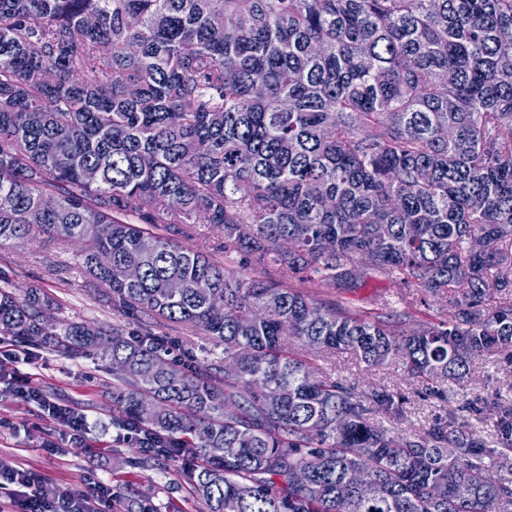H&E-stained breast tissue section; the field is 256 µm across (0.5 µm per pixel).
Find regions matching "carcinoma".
I'll use <instances>...</instances> for the list:
<instances>
[{
    "label": "carcinoma",
    "instance_id": "obj_1",
    "mask_svg": "<svg viewBox=\"0 0 512 512\" xmlns=\"http://www.w3.org/2000/svg\"><path fill=\"white\" fill-rule=\"evenodd\" d=\"M201 223L224 242L178 240ZM36 235L84 239L140 321L47 324L57 299L0 287V336L126 364L112 424L134 464L187 462L207 512L512 508L486 464L512 453V409L497 448L453 416L401 438L369 415L402 395L310 359H397L443 395L512 350V0H0V245ZM380 277L453 317L352 305ZM144 318L199 329L224 364L169 358Z\"/></svg>",
    "mask_w": 512,
    "mask_h": 512
}]
</instances>
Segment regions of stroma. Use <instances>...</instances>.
Masks as SVG:
<instances>
[{"instance_id":"stroma-1","label":"stroma","mask_w":512,"mask_h":512,"mask_svg":"<svg viewBox=\"0 0 512 512\" xmlns=\"http://www.w3.org/2000/svg\"><path fill=\"white\" fill-rule=\"evenodd\" d=\"M85 244L78 239L47 238L10 241L0 245V281L17 292L36 286L61 304L60 315L72 322L95 326H133L131 316L116 313L108 290L87 275L80 254ZM156 333L176 344L177 354L208 365L224 360L223 347L195 328L164 322ZM18 359L0 357V460L38 475V494L54 499L64 493H81L89 483L111 485L115 499L136 494L155 505L158 512H205L192 498L187 469L173 462L168 472L134 464L135 446L123 440L112 424V366L102 355L74 358L46 347L18 345ZM315 367L339 377L359 390L388 389L406 397L400 419L374 415L375 424L398 435H412L436 419L457 411L460 404L481 397L495 410L512 408V359L495 353L476 357L460 386H449L446 398L429 395L399 365L367 367L355 356H318ZM26 373L30 385L45 398L84 413L92 426L91 446L72 450L55 414L36 403L22 400L15 391L14 376Z\"/></svg>"}]
</instances>
